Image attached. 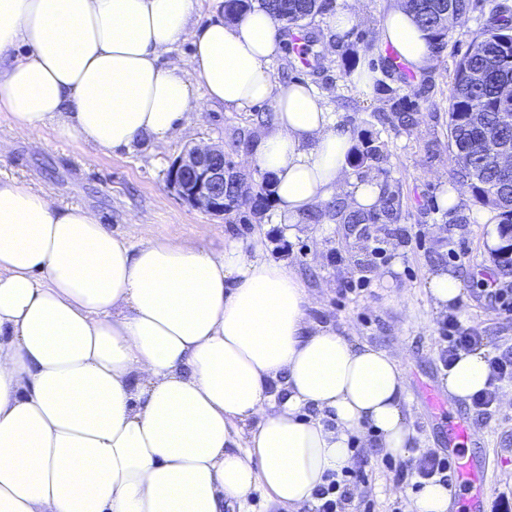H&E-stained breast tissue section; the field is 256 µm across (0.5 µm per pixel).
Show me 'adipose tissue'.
Listing matches in <instances>:
<instances>
[{
    "label": "adipose tissue",
    "instance_id": "obj_1",
    "mask_svg": "<svg viewBox=\"0 0 512 512\" xmlns=\"http://www.w3.org/2000/svg\"><path fill=\"white\" fill-rule=\"evenodd\" d=\"M198 4L0 0V112L21 137L50 129L109 153L168 142L214 105L267 102L253 162L280 222L339 196L371 210L383 187L349 171V132L313 85L275 81L273 17L200 24ZM186 39L190 57L169 58ZM378 40L414 71L434 64L401 7ZM318 303L260 249L133 245L89 209L0 180V512H249L258 487L274 512H308L353 439L405 454V373L314 322ZM488 376L485 354L463 350L440 381L466 400Z\"/></svg>",
    "mask_w": 512,
    "mask_h": 512
}]
</instances>
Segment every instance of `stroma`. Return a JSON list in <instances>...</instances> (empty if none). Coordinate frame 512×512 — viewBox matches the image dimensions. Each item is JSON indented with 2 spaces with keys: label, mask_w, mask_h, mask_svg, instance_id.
<instances>
[{
  "label": "stroma",
  "mask_w": 512,
  "mask_h": 512,
  "mask_svg": "<svg viewBox=\"0 0 512 512\" xmlns=\"http://www.w3.org/2000/svg\"><path fill=\"white\" fill-rule=\"evenodd\" d=\"M399 0H327V9L305 21L304 38L322 55L318 67L292 63L283 52L272 65L277 82L303 80L314 85L325 106L347 129L352 143L373 136L386 145L382 178L400 201L393 224H345L330 202L316 204V220H305L296 233L278 221L275 204L224 216L200 212L187 205L167 184V172L185 147L201 143L224 149L248 186L262 173L248 159L260 128L255 112L222 106L195 112L181 136L165 144L144 141L132 150L110 154L77 139H59L44 131L38 142L12 136L0 113V179H16L41 189L64 206L93 211L113 234L139 244L163 234L177 241H196L220 253L226 240L244 244L260 240L266 259L289 264L307 288L317 294L313 319L348 331L351 341L368 343L396 358L408 379V411L417 439L409 456L442 452L448 428L437 410L427 405L424 389L439 390L445 346L440 335L442 316L436 315L425 289L429 272L452 268L462 281L463 326L484 338L489 355L512 349V317L500 311V301L483 290L489 281L512 289V274H503L487 247L491 231L499 229L498 211L474 200L467 185L451 179L448 149V91L455 63L475 33L488 22L498 0H473L465 30L451 33L447 48L436 57L425 77L410 69L385 74L388 54L377 39L387 11ZM356 8L360 19L347 45L328 46L337 10ZM374 72L385 90L363 92L352 82L361 68ZM432 87L419 101V122L409 130L379 124L375 116L390 106L388 89L399 93L417 88L422 79ZM458 191L454 209L441 200ZM366 286H358V277ZM477 436L476 447L490 460L488 497L512 492V403L497 405L485 415L470 403L452 400ZM377 448H358L354 464L367 477L346 512H393L407 501L408 485L384 464Z\"/></svg>",
  "instance_id": "stroma-1"
}]
</instances>
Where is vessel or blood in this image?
<instances>
[{"mask_svg":"<svg viewBox=\"0 0 512 512\" xmlns=\"http://www.w3.org/2000/svg\"><path fill=\"white\" fill-rule=\"evenodd\" d=\"M428 400L448 420V456L458 464L455 477L458 489L467 491L462 504L464 512H486V482L489 464L486 457L469 455L471 427L439 394L429 393Z\"/></svg>","mask_w":512,"mask_h":512,"instance_id":"1","label":"vessel or blood"}]
</instances>
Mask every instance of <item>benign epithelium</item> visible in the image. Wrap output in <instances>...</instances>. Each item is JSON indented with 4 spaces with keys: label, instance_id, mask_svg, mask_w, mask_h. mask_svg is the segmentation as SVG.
<instances>
[{
    "label": "benign epithelium",
    "instance_id": "obj_1",
    "mask_svg": "<svg viewBox=\"0 0 512 512\" xmlns=\"http://www.w3.org/2000/svg\"><path fill=\"white\" fill-rule=\"evenodd\" d=\"M491 145L498 151L503 181L512 180V142L497 132L488 135ZM239 171L224 158V149L196 147L186 150L175 160L168 172V186L191 207L212 215L225 213L228 198L225 185L236 178Z\"/></svg>",
    "mask_w": 512,
    "mask_h": 512
}]
</instances>
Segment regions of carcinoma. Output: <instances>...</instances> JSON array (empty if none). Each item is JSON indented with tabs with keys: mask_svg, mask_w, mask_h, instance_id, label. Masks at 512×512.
<instances>
[{
	"mask_svg": "<svg viewBox=\"0 0 512 512\" xmlns=\"http://www.w3.org/2000/svg\"><path fill=\"white\" fill-rule=\"evenodd\" d=\"M258 3L279 23L300 25L323 12L325 0H224L228 16L239 14ZM402 6L423 30L429 33V46L441 53L448 45L452 30L440 24L444 15L453 19V27L463 28L469 21L471 0H402ZM483 71L485 78L476 82L472 74ZM512 85V9L500 4L495 15L472 38L467 52L456 63L448 95V149L453 162V179L470 183L473 197L499 211L501 223L512 226V185L500 180L496 163L483 143V129L471 122V113H483L484 126L496 128L512 136V99L501 98L502 85ZM429 86L409 95L392 98L389 113L378 115L383 124L412 127L419 120L416 98L428 92ZM350 160L359 166L385 173L383 145L368 136L354 148ZM336 214L345 224H392L396 220L397 200L385 192L373 210L351 211L342 200H336Z\"/></svg>",
	"mask_w": 512,
	"mask_h": 512,
	"instance_id": "cac0c4a2",
	"label": "carcinoma"
}]
</instances>
